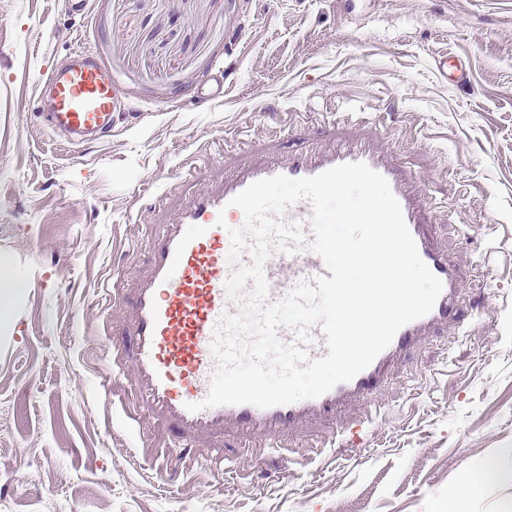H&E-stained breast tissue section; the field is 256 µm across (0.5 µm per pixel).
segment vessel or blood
Here are the masks:
<instances>
[{
  "instance_id": "obj_1",
  "label": "vessel or blood",
  "mask_w": 512,
  "mask_h": 512,
  "mask_svg": "<svg viewBox=\"0 0 512 512\" xmlns=\"http://www.w3.org/2000/svg\"><path fill=\"white\" fill-rule=\"evenodd\" d=\"M223 97L224 72L219 69L200 88L196 101L203 106ZM42 100L47 128L81 147L110 137L113 116L124 105L115 76L84 46L52 71L42 88ZM355 162L366 163L386 178L422 260L442 281L443 290L432 311L403 326L369 367L320 397L265 409L240 404L188 411L187 403L203 401L209 393L217 367L212 343L219 319L242 310L240 300L226 289L236 266L229 260L228 230L245 222L242 211L231 206V199L263 178L311 177ZM222 213L230 217L229 227L217 226ZM264 273L269 286L266 301L274 304L299 282L327 275L328 270L311 250L292 254L275 250L265 263ZM463 281L447 255L433 245L419 205L407 192L405 178L387 151L361 141H346L323 159L304 153L282 164L258 165L225 182L221 191L196 196L182 208L175 221L152 241L150 273L134 288L130 301L132 341L127 344L113 339L112 363L130 370L132 389L153 415L172 423L187 437L205 436L225 424H234L241 434L240 451L245 454L255 437L273 431L279 439H286L300 422L336 419L348 403L362 402L381 391L392 364L416 349L428 329L465 327L468 320L460 308Z\"/></svg>"
}]
</instances>
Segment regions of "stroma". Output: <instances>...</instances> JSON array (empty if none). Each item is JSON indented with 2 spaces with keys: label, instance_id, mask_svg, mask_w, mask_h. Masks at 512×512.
I'll return each mask as SVG.
<instances>
[{
  "label": "stroma",
  "instance_id": "35a3bbf8",
  "mask_svg": "<svg viewBox=\"0 0 512 512\" xmlns=\"http://www.w3.org/2000/svg\"><path fill=\"white\" fill-rule=\"evenodd\" d=\"M0 0V251L31 287L0 334V512H512V0ZM132 107L75 149L39 91L76 43ZM463 59L467 83L438 62ZM224 67V100L194 92ZM359 138L393 152L480 309L395 366L373 421L305 423L235 471L149 462L173 432L112 378L150 242L225 175ZM496 461L504 480L474 483Z\"/></svg>",
  "mask_w": 512,
  "mask_h": 512
}]
</instances>
